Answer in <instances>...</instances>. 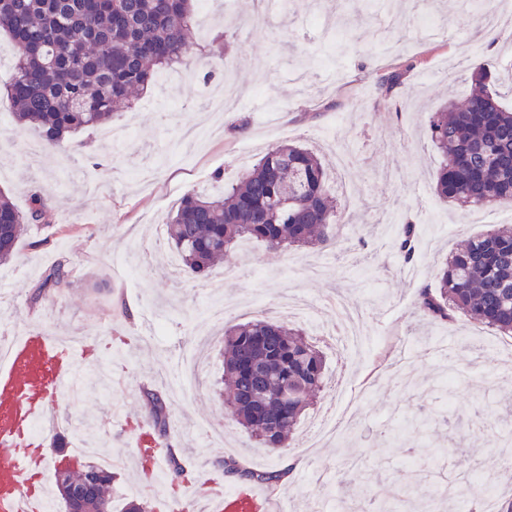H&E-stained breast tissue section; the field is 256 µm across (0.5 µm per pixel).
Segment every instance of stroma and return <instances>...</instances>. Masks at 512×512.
<instances>
[{"mask_svg":"<svg viewBox=\"0 0 512 512\" xmlns=\"http://www.w3.org/2000/svg\"><path fill=\"white\" fill-rule=\"evenodd\" d=\"M501 0H210L211 20L195 36L194 54L167 86L143 93L114 125L133 122L120 151L99 132L72 136V149L41 152L29 164L36 133L18 128L5 113L0 128V192L18 209L33 193L51 198L54 222L34 227L20 243L21 258L0 265V332L39 329L56 336L127 337L112 355V384L76 371V399L61 397L67 421L46 445L70 448L95 436L117 460L112 512L130 500L157 506V487L142 484L133 465L128 414H145L144 390L170 392L199 337L220 326L206 322L214 290L171 264L167 217L195 190L194 170L205 171L208 191L234 180L268 145L296 142L317 148L329 185L351 194L353 229L337 232L338 253L310 249L272 252L263 243L240 245L235 278L224 298L251 296L265 305L286 294L311 304L304 329L334 320L330 297L345 291L366 315L361 357L324 349L325 393L302 418L291 447L272 453L257 447L232 422L219 399L224 362L219 343L189 400L171 401L174 448L188 474H196L187 442L205 438L206 425L223 428V456L262 470L295 459L297 469L274 488L288 512H336L339 502L359 503L368 485L409 486L414 502L429 490L457 484L461 471L485 476L499 498L512 500V345L490 327L456 317L418 320L419 291L433 285L437 267L468 237L504 224L512 209L478 212L440 201L433 176L440 157L428 119L446 101L471 89V70L457 46L490 60L503 102L512 108V35L491 23ZM407 67L405 85L386 102L379 74ZM232 73L241 100L236 111L214 112L210 93ZM247 118L238 133V118ZM418 220L416 242L426 258L409 276L395 248L406 215ZM69 256V288L34 308L29 293L58 256ZM164 316L163 334L147 321ZM364 386L349 434L331 445L309 447L319 414L338 407L346 388ZM427 421L416 433L406 420ZM355 457L371 477L336 489V473Z\"/></svg>","mask_w":512,"mask_h":512,"instance_id":"1","label":"stroma"}]
</instances>
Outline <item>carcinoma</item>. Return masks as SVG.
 Instances as JSON below:
<instances>
[{
  "mask_svg": "<svg viewBox=\"0 0 512 512\" xmlns=\"http://www.w3.org/2000/svg\"><path fill=\"white\" fill-rule=\"evenodd\" d=\"M195 0H0V31L15 60L10 85L0 93L15 122L34 128L41 141L62 147L73 134L97 128L131 107L134 94L156 86L159 73L193 52L188 32ZM475 88L431 113L429 129L441 157L434 192L469 209L512 202V110L491 88L488 64L471 65ZM395 70L380 78L388 95L403 83ZM341 216L321 157L303 145L269 146L253 168L220 195L188 192L167 219L166 233L192 277L207 282L219 260H229L244 239L273 251L321 250L332 244ZM51 223L48 197L35 193L21 212L0 193V262L18 256L29 224ZM398 249L416 255L411 221ZM71 261L62 253L47 267L30 302L40 304L70 286ZM416 309L436 321L459 314L512 335V226L473 236L437 272L435 288L422 290ZM306 332L284 321L255 319L224 329V407L262 448L290 445L313 396L323 388L324 356ZM148 415L168 436L171 409L154 389L144 391ZM224 472L276 486L280 469L243 470L224 459ZM102 480L97 494H59L68 512H112V473L90 462L66 482L83 488Z\"/></svg>",
  "mask_w": 512,
  "mask_h": 512,
  "instance_id": "obj_1",
  "label": "carcinoma"
}]
</instances>
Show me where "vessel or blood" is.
Wrapping results in <instances>:
<instances>
[{"mask_svg":"<svg viewBox=\"0 0 512 512\" xmlns=\"http://www.w3.org/2000/svg\"><path fill=\"white\" fill-rule=\"evenodd\" d=\"M101 348L96 340H65L39 330L11 341L8 361L0 365V512H44L46 471L57 472L78 462L75 452L48 456L31 428L55 408L77 363H94ZM128 428L134 435L139 473L151 479L167 452L147 426L132 422ZM216 480L211 474L186 488H171L168 498L203 502L205 512H261L262 502L256 495L245 491L225 498Z\"/></svg>","mask_w":512,"mask_h":512,"instance_id":"b4317fda","label":"vessel or blood"}]
</instances>
